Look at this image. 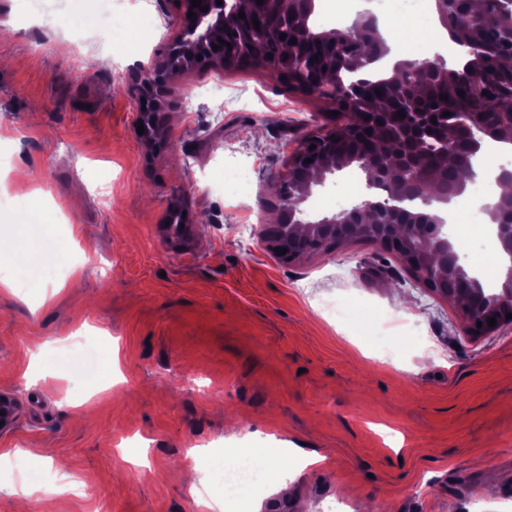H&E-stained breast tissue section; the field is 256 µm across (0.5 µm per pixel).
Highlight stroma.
I'll return each mask as SVG.
<instances>
[{
	"mask_svg": "<svg viewBox=\"0 0 512 512\" xmlns=\"http://www.w3.org/2000/svg\"><path fill=\"white\" fill-rule=\"evenodd\" d=\"M14 3L0 212L40 203L58 232L0 228L16 284L0 289V394L20 405L0 428V512H512V323L470 339L457 303L369 240L292 262L273 248L278 183L308 134L344 123L334 103L261 66L192 68L169 78L150 142L136 77L177 37L174 0H62L49 21ZM176 214L189 230L171 243ZM31 236L37 266L10 250ZM99 345L119 348L118 375ZM240 448L283 454L228 501L217 476Z\"/></svg>",
	"mask_w": 512,
	"mask_h": 512,
	"instance_id": "obj_1",
	"label": "stroma"
}]
</instances>
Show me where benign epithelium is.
Instances as JSON below:
<instances>
[{
	"label": "benign epithelium",
	"instance_id": "7a95c632",
	"mask_svg": "<svg viewBox=\"0 0 512 512\" xmlns=\"http://www.w3.org/2000/svg\"><path fill=\"white\" fill-rule=\"evenodd\" d=\"M178 4L184 9L177 20L180 35L176 45L168 50L157 66L140 72L138 85L152 98L155 111L164 107L169 93L166 71L224 64V44L219 39L235 34L232 19L237 14L236 0H223L220 6L217 0H202L198 7L192 6V0H178ZM205 5L208 10H201ZM190 11L193 12L191 19L188 18ZM365 17L372 26L363 33L362 39L378 46L379 52L374 55L357 47L354 60L357 70L366 69L388 54L374 13L366 10L359 14V18ZM216 45L219 46L217 50L214 49ZM199 55L202 56L200 61L197 60ZM366 87L367 83L360 80L343 88L338 98L339 106L346 112L351 111ZM383 124L392 128L398 162L380 168L367 148L375 141ZM453 127L462 133V137L450 142L448 128L437 127L421 112L413 113L411 120H402L395 112H372L370 118L353 122L336 134L318 133L307 137L280 179V185L288 186L289 205L284 207L283 220L289 222V226L288 232L278 237L277 248L287 250L285 256L290 260L300 253L324 251L339 242L369 239L387 250L396 251L420 284L445 300L455 302L459 298L447 288V283L464 285L467 297L457 302L464 312L470 333L483 336L493 332L494 328L507 322L506 314H512V224L499 220L497 216L488 221L487 230L496 238L509 260L502 292L491 299L481 288L479 277L465 265L458 245L448 236V206L465 193L468 184L487 176L500 188L499 211L504 214L512 211V164L489 168L482 162L486 147L492 143H511L512 132L501 135L497 126L488 123L484 114L479 112L454 113ZM369 129L372 130L370 135L367 134ZM428 129L432 130V136L425 140L421 133ZM334 135L350 138L359 148L352 154L337 156L336 140L332 139ZM317 139L324 142V146L314 151L310 146ZM461 152L470 157V162L466 166V181L454 194L430 191L423 185L418 192H409L416 178L434 171L440 156L448 153L456 156ZM307 158L311 162H305ZM350 167L365 174L368 187L384 186L390 191L392 205L389 210L402 216L400 223L368 224L362 209L357 206L313 223H292L314 187L324 185L327 176ZM491 317L495 318L493 328L487 324ZM479 321L482 322L480 328L477 327Z\"/></svg>",
	"mask_w": 512,
	"mask_h": 512
}]
</instances>
